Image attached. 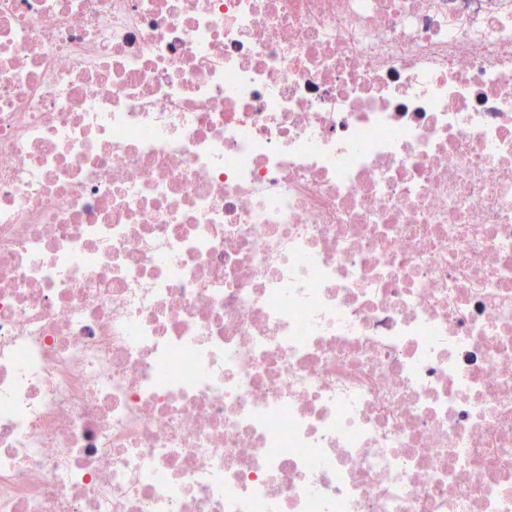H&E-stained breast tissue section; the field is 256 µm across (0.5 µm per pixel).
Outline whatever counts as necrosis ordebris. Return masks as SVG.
<instances>
[{"label":"necrosis or debris","instance_id":"4bbe7bcc","mask_svg":"<svg viewBox=\"0 0 512 512\" xmlns=\"http://www.w3.org/2000/svg\"><path fill=\"white\" fill-rule=\"evenodd\" d=\"M0 512H512V0H0Z\"/></svg>","mask_w":512,"mask_h":512}]
</instances>
